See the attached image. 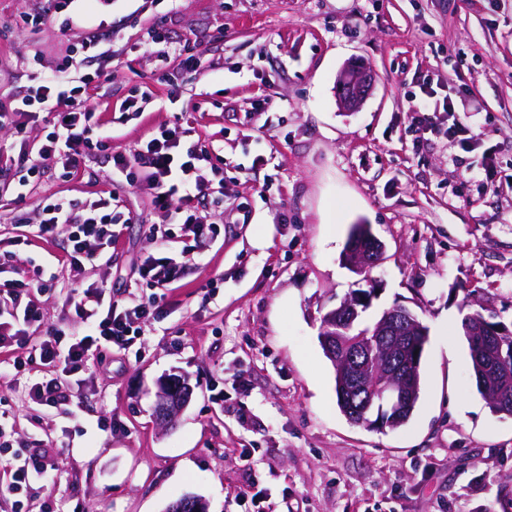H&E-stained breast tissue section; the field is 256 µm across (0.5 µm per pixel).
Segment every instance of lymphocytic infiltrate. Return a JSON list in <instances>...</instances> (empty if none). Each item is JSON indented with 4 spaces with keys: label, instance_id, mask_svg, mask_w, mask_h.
I'll return each mask as SVG.
<instances>
[{
    "label": "lymphocytic infiltrate",
    "instance_id": "f902f5d3",
    "mask_svg": "<svg viewBox=\"0 0 512 512\" xmlns=\"http://www.w3.org/2000/svg\"><path fill=\"white\" fill-rule=\"evenodd\" d=\"M106 70L84 72L74 64L39 77L13 107L0 111V128L10 129L9 150L0 151V173L11 170L35 176L53 159H63L70 173H77L88 150L102 147L110 137L100 127L96 107L86 94L94 83L109 81ZM420 112L419 122L428 131L475 145L481 138L473 131L450 97L439 96L432 85L422 88L421 99L412 101ZM53 116V130L44 143L32 145L33 126L40 113ZM190 122L152 130L137 148L111 157L112 176L130 186H145L153 207L164 213L166 224H150L147 237L168 238L171 225L185 236L215 238L221 233L217 222L202 215L204 199L223 205L218 187L219 170L209 147L195 138ZM124 213L114 212L111 198L102 196L84 206L60 197H48L34 226L37 238L48 241L66 235L70 249L66 262L73 274L77 294L68 295V319L73 331L46 324L38 301L41 284L25 278L16 264L0 263V354L13 369L24 368L30 359L44 365H61L62 371L32 385L30 396L59 412L74 404L67 376L84 372L90 356L102 351L128 349L141 324L160 320L162 306L157 299L126 304L106 300L101 286L87 283L88 270L106 265V251L116 234L114 225L125 223Z\"/></svg>",
    "mask_w": 512,
    "mask_h": 512
}]
</instances>
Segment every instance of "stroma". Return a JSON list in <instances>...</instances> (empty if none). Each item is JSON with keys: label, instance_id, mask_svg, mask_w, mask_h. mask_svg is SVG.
Segmentation results:
<instances>
[{"label": "stroma", "instance_id": "stroma-1", "mask_svg": "<svg viewBox=\"0 0 512 512\" xmlns=\"http://www.w3.org/2000/svg\"><path fill=\"white\" fill-rule=\"evenodd\" d=\"M89 24L104 38L85 50ZM155 30L200 67L160 54ZM72 60L112 73L88 91L110 152L189 110L224 171L225 224L214 240L148 239L163 214L103 155L69 177L47 163L19 205L18 173L0 176V238L19 237L26 275L43 270L48 324L71 326L67 241L31 235L46 197L108 195L135 216L87 275L112 299L152 295L134 282L147 254L185 264L165 318L72 381L74 415L30 399L40 362L0 369V472L51 456L0 512H166L188 494L244 512V488L255 512H512V416L477 392L461 328L478 312L512 329V0H0V109ZM356 60L376 81L346 112L336 79ZM426 74L463 88L455 105L482 133L472 151L419 133L409 101ZM135 96L140 111L125 110ZM354 224L384 244L366 277L342 259ZM371 279L364 321L400 305L428 329L415 411L380 431L340 411L318 339ZM167 376L193 394L166 430L154 402Z\"/></svg>", "mask_w": 512, "mask_h": 512}]
</instances>
